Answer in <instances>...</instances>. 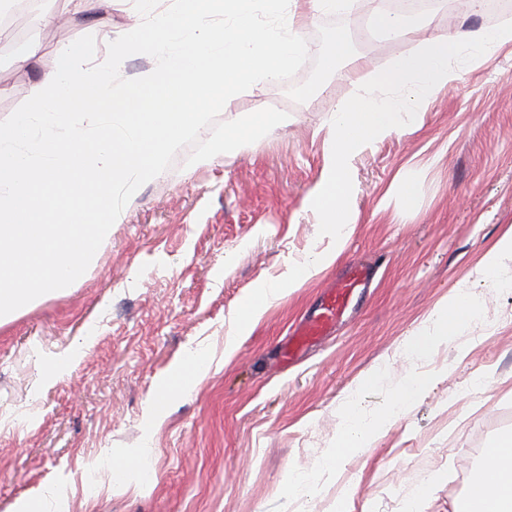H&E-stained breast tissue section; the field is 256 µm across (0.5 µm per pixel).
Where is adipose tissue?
Segmentation results:
<instances>
[{
  "instance_id": "obj_1",
  "label": "adipose tissue",
  "mask_w": 512,
  "mask_h": 512,
  "mask_svg": "<svg viewBox=\"0 0 512 512\" xmlns=\"http://www.w3.org/2000/svg\"><path fill=\"white\" fill-rule=\"evenodd\" d=\"M477 316L478 306L472 295L457 292L433 308L411 345L426 352L436 350ZM208 368V358L198 354L188 364L176 365L163 376L149 401L146 428L154 429L163 421L173 392L189 390ZM428 381V376L408 374L393 388L390 402L372 419H364L351 408L343 413L336 434L337 474H344L343 460L347 455L366 452L397 425L409 404L423 393ZM484 456L486 463L473 480L464 512H512V439L485 449Z\"/></svg>"
}]
</instances>
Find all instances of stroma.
Returning a JSON list of instances; mask_svg holds the SVG:
<instances>
[{
  "mask_svg": "<svg viewBox=\"0 0 512 512\" xmlns=\"http://www.w3.org/2000/svg\"><path fill=\"white\" fill-rule=\"evenodd\" d=\"M490 0H434L406 12L409 25L430 19L453 32L493 28ZM388 0H353L341 19L356 52L341 74L303 103L273 82L240 96L236 112L279 101L286 128L253 144L172 167L144 184L95 262L61 295H46L0 325V512L44 495L47 512H334L343 494L323 463L336 457V431L347 407L371 417L395 382L448 365L404 418L368 452L348 459L354 512H400L420 496L419 512H454L483 464L481 451L512 436V261L497 281L477 263L512 225V44L489 61L463 67L437 89L418 130L392 135L354 161L357 217L336 264L276 300L250 335L234 337L240 302L286 264L323 250L316 217L303 211L319 180L328 122L372 71L410 51L416 37L378 28ZM56 23L20 20L0 39V121L26 101L57 65L56 49L96 38V57L136 19L133 0H51ZM41 50L25 53L32 43ZM412 183L410 204L388 190L397 175ZM355 265L371 276L332 332L280 354L317 314L324 288ZM467 289L480 316L454 342L426 354L413 334L435 305ZM86 343L68 375L37 391L42 353ZM238 348L225 355L229 339ZM469 346L458 358V346ZM212 363L187 394L173 395L152 434L145 408L161 376L189 351ZM380 380L360 387L373 371ZM145 449L150 478L114 479L127 449ZM97 474L95 489L84 478Z\"/></svg>",
  "mask_w": 512,
  "mask_h": 512,
  "instance_id": "obj_1",
  "label": "stroma"
}]
</instances>
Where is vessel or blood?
<instances>
[{
  "label": "vessel or blood",
  "instance_id": "vessel-or-blood-1",
  "mask_svg": "<svg viewBox=\"0 0 512 512\" xmlns=\"http://www.w3.org/2000/svg\"><path fill=\"white\" fill-rule=\"evenodd\" d=\"M368 277V270L359 267L352 270L335 286L328 288L323 295L319 314L299 329L288 345L289 351H296L318 339L334 326L350 307L356 290L365 287Z\"/></svg>",
  "mask_w": 512,
  "mask_h": 512
}]
</instances>
